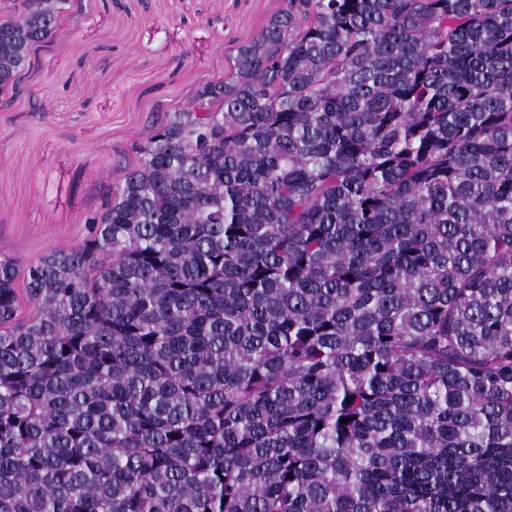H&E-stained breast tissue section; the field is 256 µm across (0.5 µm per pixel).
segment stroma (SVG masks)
I'll list each match as a JSON object with an SVG mask.
<instances>
[{"label": "stroma", "mask_w": 512, "mask_h": 512, "mask_svg": "<svg viewBox=\"0 0 512 512\" xmlns=\"http://www.w3.org/2000/svg\"><path fill=\"white\" fill-rule=\"evenodd\" d=\"M280 0H83L32 58L27 91L0 97V255L20 263L79 246L85 215L118 181L154 94L183 102Z\"/></svg>", "instance_id": "obj_1"}]
</instances>
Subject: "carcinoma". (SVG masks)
Returning <instances> with one entry per match:
<instances>
[{
	"label": "carcinoma",
	"mask_w": 512,
	"mask_h": 512,
	"mask_svg": "<svg viewBox=\"0 0 512 512\" xmlns=\"http://www.w3.org/2000/svg\"><path fill=\"white\" fill-rule=\"evenodd\" d=\"M132 153L0 257V512H512V0H282Z\"/></svg>",
	"instance_id": "carcinoma-1"
}]
</instances>
